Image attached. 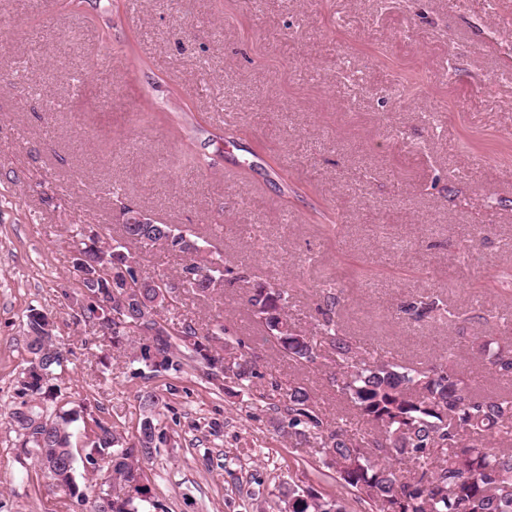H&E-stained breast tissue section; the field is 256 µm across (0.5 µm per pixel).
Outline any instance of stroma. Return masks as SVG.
I'll return each instance as SVG.
<instances>
[{
    "label": "stroma",
    "mask_w": 512,
    "mask_h": 512,
    "mask_svg": "<svg viewBox=\"0 0 512 512\" xmlns=\"http://www.w3.org/2000/svg\"><path fill=\"white\" fill-rule=\"evenodd\" d=\"M117 3L105 38L101 19L60 0H0V512H88L19 455L10 424L33 307L67 358L60 406H87L133 442L145 397L158 398L165 439L144 465L158 512H272L288 484L360 512L268 405L299 383L325 425L351 419L336 365H298L268 341L252 283L286 288L310 332L334 283L343 333L363 351L426 367L451 348L476 392L512 393L475 347L512 341V0ZM161 102L188 113L192 147L149 122ZM228 112L240 121L219 151ZM116 185L161 222L217 228L227 264L250 270L163 317L223 320L257 365L252 391L230 375L214 388L195 367L150 372L131 345L102 351L72 325L73 232L118 234ZM417 299L440 307L404 313Z\"/></svg>",
    "instance_id": "obj_1"
}]
</instances>
